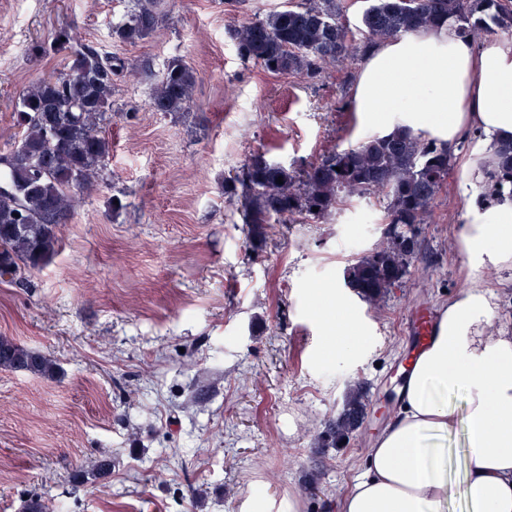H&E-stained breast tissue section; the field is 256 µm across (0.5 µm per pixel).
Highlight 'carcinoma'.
<instances>
[{"label": "carcinoma", "instance_id": "obj_1", "mask_svg": "<svg viewBox=\"0 0 512 512\" xmlns=\"http://www.w3.org/2000/svg\"><path fill=\"white\" fill-rule=\"evenodd\" d=\"M451 21L464 36L512 37V0H369L356 42L343 21L340 0H304L230 28L237 55L271 74L314 79L326 68L400 36L429 32ZM160 24L156 0H134L112 38L134 44ZM51 50L67 56L66 71L43 78L22 92L13 112L21 139L0 169V279L21 280L57 252V225L73 209L72 189L88 190L102 177L112 153L104 134L112 120V94L125 62L84 43L75 28L55 33ZM197 76L173 57L151 84L149 107L164 114L185 112L194 100ZM495 191L512 196V142L495 147ZM448 145L419 139L399 129L354 148L337 150L305 168L250 154L224 179V196L237 203L255 246L273 224H308L331 216L345 197L371 196L384 204L383 239L357 256L343 280L363 299L381 301L408 273L435 197L448 179ZM283 183H276L277 178ZM318 211H313V208ZM0 370L24 371L47 381L59 377L54 357L0 336ZM365 395L352 392L330 425L338 445L362 420Z\"/></svg>", "mask_w": 512, "mask_h": 512}]
</instances>
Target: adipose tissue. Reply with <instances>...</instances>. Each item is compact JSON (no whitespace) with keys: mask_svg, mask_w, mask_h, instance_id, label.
Instances as JSON below:
<instances>
[{"mask_svg":"<svg viewBox=\"0 0 512 512\" xmlns=\"http://www.w3.org/2000/svg\"><path fill=\"white\" fill-rule=\"evenodd\" d=\"M354 109L374 135L401 129L457 145L479 139L460 188L472 199L458 239L472 268L512 266V199L479 191L493 147L512 141V40L481 44L453 27L381 43L363 60ZM493 294L472 289L439 309L432 336L411 356L402 406L366 452V469L339 512H448L457 493L466 512H512V336H493ZM336 348L358 352L365 336L335 300L324 316ZM465 394L463 409L448 400ZM464 433L467 460L448 482V438Z\"/></svg>","mask_w":512,"mask_h":512,"instance_id":"adipose-tissue-1","label":"adipose tissue"}]
</instances>
